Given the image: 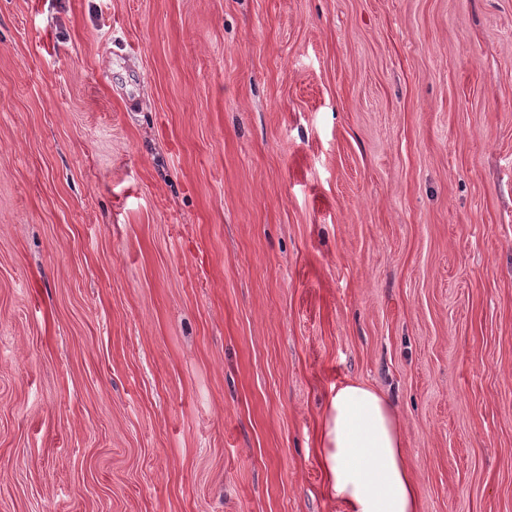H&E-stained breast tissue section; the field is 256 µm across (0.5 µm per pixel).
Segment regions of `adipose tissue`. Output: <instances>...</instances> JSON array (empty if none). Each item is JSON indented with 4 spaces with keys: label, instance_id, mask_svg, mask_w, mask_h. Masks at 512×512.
<instances>
[{
    "label": "adipose tissue",
    "instance_id": "1",
    "mask_svg": "<svg viewBox=\"0 0 512 512\" xmlns=\"http://www.w3.org/2000/svg\"><path fill=\"white\" fill-rule=\"evenodd\" d=\"M323 457L327 491L342 512H419L402 421L376 389L359 382L337 387L327 409Z\"/></svg>",
    "mask_w": 512,
    "mask_h": 512
}]
</instances>
